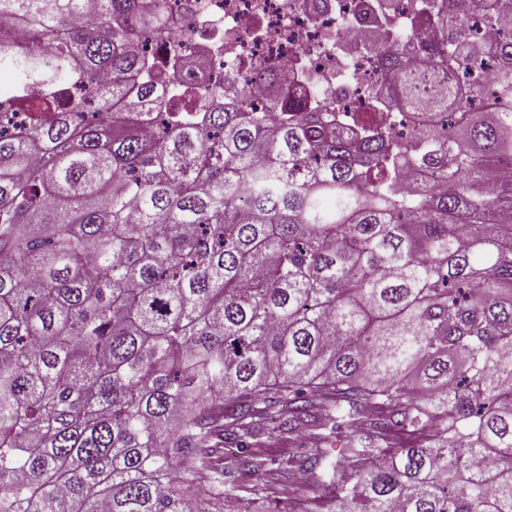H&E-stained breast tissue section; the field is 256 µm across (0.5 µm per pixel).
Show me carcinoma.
Instances as JSON below:
<instances>
[{
	"mask_svg": "<svg viewBox=\"0 0 512 512\" xmlns=\"http://www.w3.org/2000/svg\"><path fill=\"white\" fill-rule=\"evenodd\" d=\"M165 2L78 33L84 0H0V65L43 87L0 95L29 114L0 129V512H198L176 484L228 493L214 449L242 470L272 423L341 442L338 512H512V12L419 4L428 74L391 41L389 105L331 128L271 69L263 108L162 90Z\"/></svg>",
	"mask_w": 512,
	"mask_h": 512,
	"instance_id": "cac0c4a2",
	"label": "carcinoma"
}]
</instances>
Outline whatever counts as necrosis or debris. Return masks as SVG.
<instances>
[{
  "mask_svg": "<svg viewBox=\"0 0 512 512\" xmlns=\"http://www.w3.org/2000/svg\"><path fill=\"white\" fill-rule=\"evenodd\" d=\"M416 0L382 6L380 0H167L166 35L145 36L147 53H171L192 41L204 49L206 67L169 68L171 86L222 84L225 92L265 96L252 82L263 66L274 69L285 99L317 93L322 111L355 106L368 85H388L375 66V47L405 36Z\"/></svg>",
  "mask_w": 512,
  "mask_h": 512,
  "instance_id": "necrosis-or-debris-1",
  "label": "necrosis or debris"
}]
</instances>
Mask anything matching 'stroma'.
<instances>
[{"label": "stroma", "mask_w": 512, "mask_h": 512, "mask_svg": "<svg viewBox=\"0 0 512 512\" xmlns=\"http://www.w3.org/2000/svg\"><path fill=\"white\" fill-rule=\"evenodd\" d=\"M308 435H268L252 458L253 472L236 473L230 497H215L201 477L182 483L181 491L201 512H333L338 485L354 483L351 470L306 469L292 463L298 448L310 446Z\"/></svg>", "instance_id": "35a3bbf8"}]
</instances>
